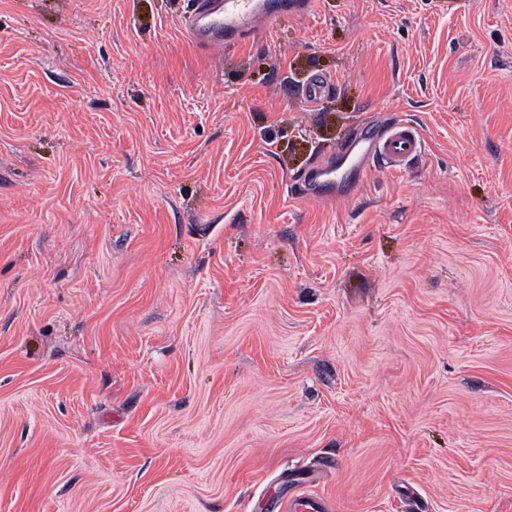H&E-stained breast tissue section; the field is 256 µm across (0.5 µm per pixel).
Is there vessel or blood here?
Here are the masks:
<instances>
[{"label": "vessel or blood", "mask_w": 512, "mask_h": 512, "mask_svg": "<svg viewBox=\"0 0 512 512\" xmlns=\"http://www.w3.org/2000/svg\"><path fill=\"white\" fill-rule=\"evenodd\" d=\"M312 0H194L184 27L197 48L214 52L225 43L239 42L254 32L257 24L271 23L310 11ZM424 151L417 129L398 123L374 134L357 167L359 176H367L376 166L398 170ZM329 168L319 165L309 178L312 198L333 202L337 199L336 184L328 180ZM279 512H327L316 498L294 495L281 499Z\"/></svg>", "instance_id": "obj_1"}]
</instances>
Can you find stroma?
<instances>
[{
	"label": "stroma",
	"mask_w": 512,
	"mask_h": 512,
	"mask_svg": "<svg viewBox=\"0 0 512 512\" xmlns=\"http://www.w3.org/2000/svg\"><path fill=\"white\" fill-rule=\"evenodd\" d=\"M191 8L0 0V512H512V0ZM311 6L312 0H194L184 27L197 48L214 52L246 39L261 22L303 15ZM356 168L359 177L367 176L376 165L388 170H398L424 152L423 141L417 129L398 123L374 134L369 139ZM332 168H328L327 164H320L311 174L309 183L310 197L321 200L323 202H334L340 199V196L336 194V182L328 179L321 180L322 177H328L332 173L328 171ZM277 507L279 512H326L328 510L321 500L300 495L282 498Z\"/></svg>",
	"instance_id": "1"
}]
</instances>
